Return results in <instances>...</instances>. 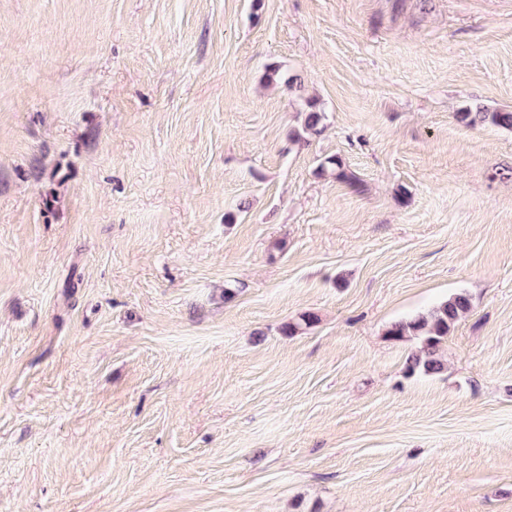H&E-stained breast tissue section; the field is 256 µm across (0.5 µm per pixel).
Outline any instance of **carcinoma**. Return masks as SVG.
I'll list each match as a JSON object with an SVG mask.
<instances>
[{
    "label": "carcinoma",
    "instance_id": "carcinoma-1",
    "mask_svg": "<svg viewBox=\"0 0 512 512\" xmlns=\"http://www.w3.org/2000/svg\"><path fill=\"white\" fill-rule=\"evenodd\" d=\"M266 79L270 83L281 82L288 90L300 91L301 84L295 76L284 77L278 67L268 69ZM460 121L468 125L490 123L501 128H512V112H490L480 108L475 112H461L458 114ZM326 113L310 106L304 120V133L318 136L325 127ZM472 307L469 295L454 293L447 300L426 313H419L411 318L391 323L385 336L393 342L416 343L414 351L408 355L405 363V372L409 375L422 373L425 375L438 374L445 369L441 348L448 340V335L455 324ZM318 322V317L313 313H303L298 320L284 324L281 331L286 336H295L301 331Z\"/></svg>",
    "mask_w": 512,
    "mask_h": 512
}]
</instances>
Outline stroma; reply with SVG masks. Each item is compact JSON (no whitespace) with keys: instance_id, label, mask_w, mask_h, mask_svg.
<instances>
[{"instance_id":"stroma-1","label":"stroma","mask_w":512,"mask_h":512,"mask_svg":"<svg viewBox=\"0 0 512 512\" xmlns=\"http://www.w3.org/2000/svg\"><path fill=\"white\" fill-rule=\"evenodd\" d=\"M476 107L512 111V0H0V512H512ZM459 291L406 375L387 327ZM471 307L469 295L454 293L432 310L393 322L387 327L385 336L388 340L416 343L414 351L406 359L405 372L408 375L438 374L445 369L442 345L455 324L470 312Z\"/></svg>"}]
</instances>
